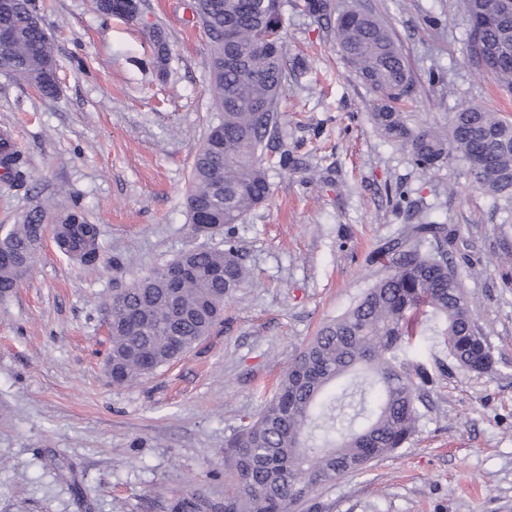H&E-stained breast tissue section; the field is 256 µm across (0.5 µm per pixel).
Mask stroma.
I'll return each instance as SVG.
<instances>
[{
	"mask_svg": "<svg viewBox=\"0 0 512 512\" xmlns=\"http://www.w3.org/2000/svg\"><path fill=\"white\" fill-rule=\"evenodd\" d=\"M393 29L414 91L411 129H446L461 105L512 119V94L463 50L455 0H363ZM58 93L0 75V135L23 153L0 174V230L40 205L47 223L78 209L101 230L85 266L45 241L0 297V512H171L181 498L224 500V450L257 417L294 355L370 282L368 258L408 224L448 226L491 373L436 372L417 429L364 473L316 488L296 512H512V234L449 158L420 169L385 140L375 93L342 59L332 28L283 0L281 124L267 150L272 198L232 236L248 271L224 323L186 357L127 387L106 371V303L221 237L195 236L186 195L193 157L221 118L209 93L210 42L193 0H141L129 21L96 0H36ZM162 30L166 64L150 34ZM291 163L279 164L281 154Z\"/></svg>",
	"mask_w": 512,
	"mask_h": 512,
	"instance_id": "stroma-1",
	"label": "stroma"
}]
</instances>
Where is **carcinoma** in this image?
I'll return each instance as SVG.
<instances>
[{"instance_id": "carcinoma-1", "label": "carcinoma", "mask_w": 512, "mask_h": 512, "mask_svg": "<svg viewBox=\"0 0 512 512\" xmlns=\"http://www.w3.org/2000/svg\"><path fill=\"white\" fill-rule=\"evenodd\" d=\"M104 15L128 20L139 0H111ZM502 0H459L469 28L466 55L476 70L512 93V18L499 19ZM299 8L335 20L336 44L356 75L376 94L371 118L385 137L410 149L429 170L453 155L469 164L486 156L477 187L512 213V121L482 105L454 113L449 134L413 131L398 104L413 92L402 45L374 14L350 6L336 14L331 0ZM194 23L211 41V94L222 117L194 156L187 207L192 229L217 225L224 247L191 249L118 288L108 304L112 383L131 385L186 355L221 323L224 304L246 282L230 232L272 195L264 161L266 137L278 120L285 56L281 0H198ZM13 39L0 48V72L25 80L50 98L57 63L35 0L0 13ZM504 55L481 61L487 46ZM241 65L223 70L224 47ZM46 211L31 209L0 241V295L11 292L34 261ZM61 248L92 265L100 230L80 211L57 228ZM448 228L409 224L381 250L383 271L340 316L326 323L279 377L262 413L241 426L224 451L233 478L218 505L199 497L173 512H295L313 490L402 447L416 429L418 404L435 382L425 356L443 339L452 364L484 373L493 349L477 321L456 264L448 257Z\"/></svg>"}]
</instances>
